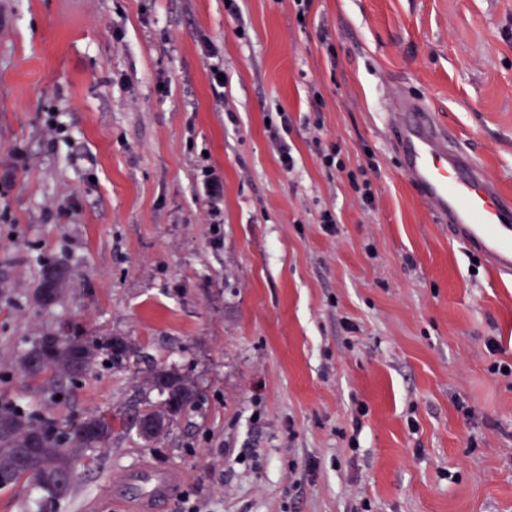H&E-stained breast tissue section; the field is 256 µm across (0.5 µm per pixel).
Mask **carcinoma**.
Returning <instances> with one entry per match:
<instances>
[{"label":"carcinoma","instance_id":"1","mask_svg":"<svg viewBox=\"0 0 512 512\" xmlns=\"http://www.w3.org/2000/svg\"><path fill=\"white\" fill-rule=\"evenodd\" d=\"M66 274L55 266L43 270L37 303L50 307L66 293ZM141 352L129 336H83L77 332L58 339L54 333L37 337L18 356L13 369L41 381L49 400L66 397L86 373L100 364L123 370L140 362ZM148 390L159 399L132 401L120 416L89 411L77 420L61 421L13 401L0 400V489L21 481L39 492L37 512H52L68 497L77 479V463L88 452L112 444L116 430L135 433L144 447L158 444L177 417L194 410L201 394L189 375L176 365L151 364L144 375Z\"/></svg>","mask_w":512,"mask_h":512}]
</instances>
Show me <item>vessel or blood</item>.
Here are the masks:
<instances>
[{
  "instance_id": "1",
  "label": "vessel or blood",
  "mask_w": 512,
  "mask_h": 512,
  "mask_svg": "<svg viewBox=\"0 0 512 512\" xmlns=\"http://www.w3.org/2000/svg\"><path fill=\"white\" fill-rule=\"evenodd\" d=\"M390 107L398 115L390 132L402 169L433 217L447 225L450 238L483 253L499 278H511L512 195L485 177L457 134L422 99L402 93ZM181 481L176 471L143 467L115 480L113 491L120 495L126 486H137L128 501L131 512H157Z\"/></svg>"
}]
</instances>
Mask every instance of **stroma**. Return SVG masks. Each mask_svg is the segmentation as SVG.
Returning a JSON list of instances; mask_svg holds the SVG:
<instances>
[{
	"label": "stroma",
	"instance_id": "obj_1",
	"mask_svg": "<svg viewBox=\"0 0 512 512\" xmlns=\"http://www.w3.org/2000/svg\"><path fill=\"white\" fill-rule=\"evenodd\" d=\"M238 4L0 0V400L45 407L11 363L63 330L133 337L204 398L155 448L85 457L56 512H130L112 483L133 467L181 473L161 512H512V278L449 239L388 134L393 95L418 96L512 194V0H311L302 23L292 0ZM49 264L69 277L45 309ZM138 388L98 366L54 412ZM289 121L290 118L288 117V112L281 109L279 111V123L276 125L271 123L268 128L269 138L277 147L280 164L287 171L292 170L295 167L296 162L294 156L290 152V149L283 143L282 133L288 135ZM203 185L209 199L210 209L208 211L209 223L220 224L222 220L220 216L219 203L224 195V186L222 180L216 175L215 170L205 166L202 169Z\"/></svg>",
	"mask_w": 512,
	"mask_h": 512
}]
</instances>
